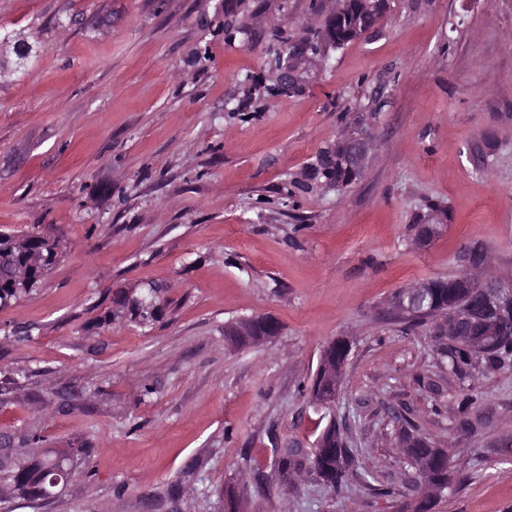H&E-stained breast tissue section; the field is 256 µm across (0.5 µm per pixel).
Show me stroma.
<instances>
[{
	"instance_id": "stroma-1",
	"label": "stroma",
	"mask_w": 512,
	"mask_h": 512,
	"mask_svg": "<svg viewBox=\"0 0 512 512\" xmlns=\"http://www.w3.org/2000/svg\"><path fill=\"white\" fill-rule=\"evenodd\" d=\"M330 5L0 0V229L66 247L0 308V378L15 379L0 436L87 451L55 497L0 512H407L393 409L448 456L432 512H512V358L459 380L432 332L390 317L400 288L456 275L473 242L512 271V0H387L299 89L259 94L269 50ZM377 89L362 177L282 208ZM430 202L448 220L419 247ZM154 284L153 319L111 321ZM260 314L276 336L225 335ZM338 338L351 352L319 407L310 386ZM333 422L386 495L333 491L310 466L281 479L278 449L310 459ZM425 209L427 210V213L420 216L418 220L410 226L411 230L414 232V236H417L415 238V243L419 246L430 242L440 232L443 226V224H437V222H434L433 224H426V219L429 214L434 213L443 221L448 218L447 208L444 206L438 204H426ZM422 224H424V226L421 229Z\"/></svg>"
}]
</instances>
